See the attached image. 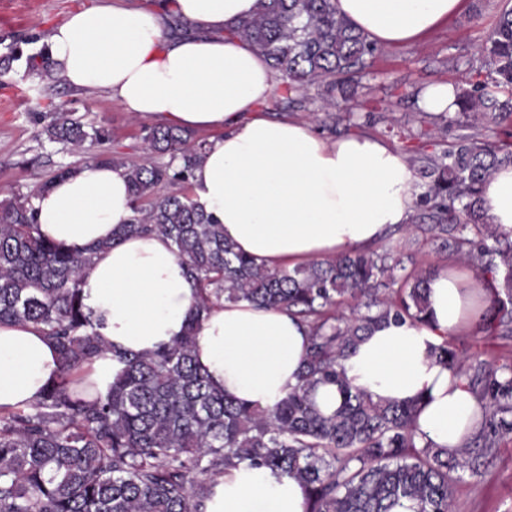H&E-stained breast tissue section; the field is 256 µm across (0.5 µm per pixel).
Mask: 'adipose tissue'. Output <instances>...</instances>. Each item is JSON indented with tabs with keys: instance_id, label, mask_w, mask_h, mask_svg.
Returning <instances> with one entry per match:
<instances>
[{
	"instance_id": "adipose-tissue-1",
	"label": "adipose tissue",
	"mask_w": 512,
	"mask_h": 512,
	"mask_svg": "<svg viewBox=\"0 0 512 512\" xmlns=\"http://www.w3.org/2000/svg\"><path fill=\"white\" fill-rule=\"evenodd\" d=\"M463 4L333 0L337 15L381 47L424 41ZM173 6L191 36L166 34L164 12L153 4L94 5L53 27L47 52L73 88L101 91L125 111L171 126L212 131L191 185L237 251L270 268L293 267L378 243L410 223L413 176L402 150L365 131L328 139L310 122L266 116L276 73L231 33L255 14L258 0ZM481 202L497 233L512 239V164L484 183ZM33 204L41 236L79 251L114 237L133 211L125 170L100 162L55 180ZM427 288L426 323L407 318L373 328L341 371L373 399L416 402L420 441L454 452L479 430L482 409L435 349L467 329L489 292L460 261L435 270ZM81 289L105 344L87 368L94 395L108 390L119 354L170 343L196 305L193 279L156 234L98 251ZM309 343V328L285 312L220 300L202 315L196 356L225 395L267 409L297 385ZM60 371L40 329L0 324V408L29 407ZM205 510L307 512V495L294 478L243 463L215 481Z\"/></svg>"
}]
</instances>
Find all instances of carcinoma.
Masks as SVG:
<instances>
[{"label":"carcinoma","mask_w":512,"mask_h":512,"mask_svg":"<svg viewBox=\"0 0 512 512\" xmlns=\"http://www.w3.org/2000/svg\"><path fill=\"white\" fill-rule=\"evenodd\" d=\"M233 34L262 54L287 98L323 82L346 99L349 79L369 68L379 47L332 0H259ZM481 51L487 79L455 89V112L443 127L463 130L443 150L422 158L425 191L414 222L440 248L470 262L490 291L479 331L512 328V240L498 237L480 203L483 182L512 163V8L501 13ZM25 72L55 79L43 51L26 56ZM497 127L482 132L478 121ZM51 142L104 144L109 130L73 112H53ZM150 157L140 163L110 154L96 160L126 169L133 216L121 234L167 238L196 282L197 308L184 334L150 353L119 355L107 392L72 388L102 351L81 278L106 241L75 251L44 239L33 199L50 181L0 202V323L38 327L58 351L62 377L26 409H0V512H204L214 481L241 462L290 475L308 493L307 512H391L402 499L418 512H452L453 474L479 473L482 454L512 434V364L479 361L468 374L443 344L438 362L462 376L481 401V432L448 454L420 446L413 401H373L352 389L341 361L368 330L405 317L425 323L430 273L388 253L352 251L336 258L270 269L236 252L224 227L188 193L207 145L195 132L145 129ZM155 156H167L158 162ZM283 310L310 329L299 384L271 410L239 403L216 389L195 358L200 315L213 300ZM356 304L350 314L344 301ZM334 384L341 396L326 416L312 393Z\"/></svg>","instance_id":"1"}]
</instances>
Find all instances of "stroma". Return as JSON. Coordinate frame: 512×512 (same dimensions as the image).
Wrapping results in <instances>:
<instances>
[{
    "mask_svg": "<svg viewBox=\"0 0 512 512\" xmlns=\"http://www.w3.org/2000/svg\"><path fill=\"white\" fill-rule=\"evenodd\" d=\"M98 0H0V54L13 41L24 40V53L40 49L36 36L47 35L70 13L97 4ZM512 0H468L466 8L418 45L382 48L371 68L357 79L353 99L340 103L339 112H356L366 131L400 149L417 146L423 126L419 106L422 90L431 84L464 83L485 58L480 53L502 9ZM23 66L0 77V200L28 193L57 169L77 167L106 150L126 160L145 158L142 130L155 126V118L135 116L96 90H75L67 83L27 77ZM322 88L313 84L292 104L274 90L266 112L270 117L308 119L323 126ZM57 108L104 124L111 139L105 147L77 149L49 142L40 115ZM394 255H413L419 268L434 270L449 257L424 233L395 231L382 244ZM457 353L466 359L512 361V335L489 336L476 330L451 337ZM453 512H512V435L500 438L480 474L455 475Z\"/></svg>",
    "mask_w": 512,
    "mask_h": 512,
    "instance_id": "stroma-1",
    "label": "stroma"
}]
</instances>
